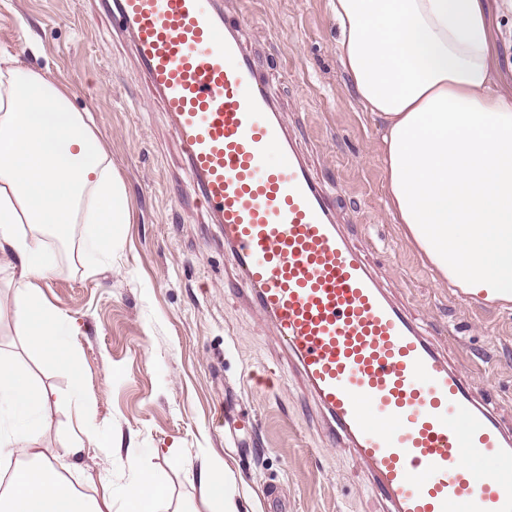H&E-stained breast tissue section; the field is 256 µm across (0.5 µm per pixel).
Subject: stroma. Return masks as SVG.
I'll return each instance as SVG.
<instances>
[{"label":"stroma","mask_w":512,"mask_h":512,"mask_svg":"<svg viewBox=\"0 0 512 512\" xmlns=\"http://www.w3.org/2000/svg\"><path fill=\"white\" fill-rule=\"evenodd\" d=\"M228 8L253 15L257 65L331 187L342 233L512 426V304L436 284L388 215L377 127L338 60L326 0H230ZM0 48L50 67L74 109L94 113L131 206L111 266L95 271L84 258L89 225L43 233L58 267L42 292L75 322L81 391L20 339L9 275L0 273V352L50 394L42 447L63 452L81 411L112 444L75 456L64 476L88 495L111 480L118 500L137 473H149L167 491L168 512H209L192 475L218 457L257 512H383L349 448L330 444L327 417L270 320L239 293L166 115L100 0H0Z\"/></svg>","instance_id":"35a3bbf8"}]
</instances>
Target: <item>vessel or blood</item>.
<instances>
[{
    "instance_id": "vessel-or-blood-1",
    "label": "vessel or blood",
    "mask_w": 512,
    "mask_h": 512,
    "mask_svg": "<svg viewBox=\"0 0 512 512\" xmlns=\"http://www.w3.org/2000/svg\"><path fill=\"white\" fill-rule=\"evenodd\" d=\"M241 290L392 512H512V432L339 233L221 0H108Z\"/></svg>"
}]
</instances>
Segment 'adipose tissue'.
Here are the masks:
<instances>
[{
	"label": "adipose tissue",
	"mask_w": 512,
	"mask_h": 512,
	"mask_svg": "<svg viewBox=\"0 0 512 512\" xmlns=\"http://www.w3.org/2000/svg\"><path fill=\"white\" fill-rule=\"evenodd\" d=\"M337 53L364 112L381 123L387 211L429 264L436 282L487 302L512 303V88L497 78L491 0H327ZM69 91L0 53V268L12 269L14 324L29 347L82 370L71 319L40 283L55 270L41 228L88 224L99 267L129 223L124 183ZM29 232H22V225ZM0 465L12 470L0 512H112L111 491L87 498L38 448L47 395L12 357L0 355ZM227 465L208 459L199 483L216 512H241ZM122 512H163L161 485L141 476Z\"/></svg>",
	"instance_id": "ef3b65f1"
}]
</instances>
